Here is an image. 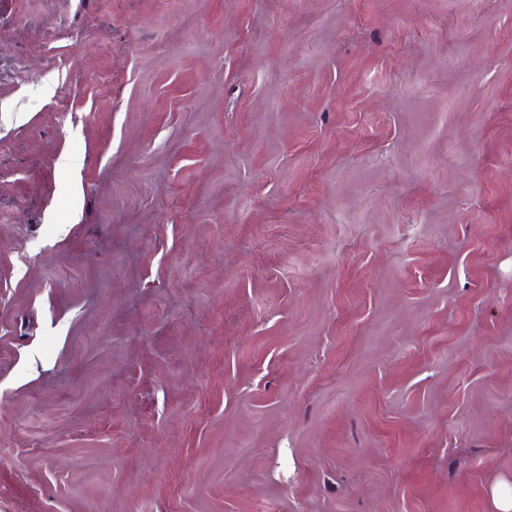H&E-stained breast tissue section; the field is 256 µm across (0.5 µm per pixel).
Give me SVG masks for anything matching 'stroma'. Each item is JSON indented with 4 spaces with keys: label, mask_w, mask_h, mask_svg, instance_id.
Returning <instances> with one entry per match:
<instances>
[{
    "label": "stroma",
    "mask_w": 512,
    "mask_h": 512,
    "mask_svg": "<svg viewBox=\"0 0 512 512\" xmlns=\"http://www.w3.org/2000/svg\"><path fill=\"white\" fill-rule=\"evenodd\" d=\"M502 482L512 0H0V512Z\"/></svg>",
    "instance_id": "1"
}]
</instances>
